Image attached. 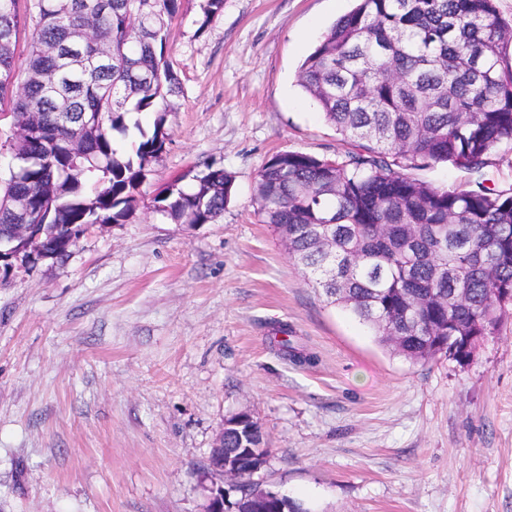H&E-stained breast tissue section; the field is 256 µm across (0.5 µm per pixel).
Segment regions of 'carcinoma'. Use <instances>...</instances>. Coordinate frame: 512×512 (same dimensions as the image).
Masks as SVG:
<instances>
[{
  "instance_id": "obj_1",
  "label": "carcinoma",
  "mask_w": 512,
  "mask_h": 512,
  "mask_svg": "<svg viewBox=\"0 0 512 512\" xmlns=\"http://www.w3.org/2000/svg\"><path fill=\"white\" fill-rule=\"evenodd\" d=\"M182 0H37L22 89L0 82L19 136L0 156V237L48 225L43 247L64 262L73 224H122L168 134L158 106L179 93L167 60ZM17 0H0V78L16 70ZM297 83L353 150L336 159L274 155L258 173L264 223L288 256L405 358L467 362L477 337L512 313V195L437 187L412 171L446 163L478 172L512 152V23L494 0H356L303 59ZM155 112L145 131L133 115ZM139 132L121 156L114 134ZM169 183L154 210L175 224H213L231 174L214 162L189 187ZM15 194L28 198L19 214ZM443 231L436 247L430 228ZM272 346L314 357L292 329ZM224 447L250 448L257 422L235 414ZM243 458L237 489L257 493Z\"/></svg>"
}]
</instances>
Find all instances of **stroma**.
I'll use <instances>...</instances> for the list:
<instances>
[{"label":"stroma","mask_w":512,"mask_h":512,"mask_svg":"<svg viewBox=\"0 0 512 512\" xmlns=\"http://www.w3.org/2000/svg\"><path fill=\"white\" fill-rule=\"evenodd\" d=\"M202 5L183 0L171 26L180 91L134 214L0 286V512H202L240 412L270 450L260 482L307 512H512V317L465 364L413 363L262 221L269 158L350 149L296 73L353 0H224L204 27ZM211 162L233 177L216 223L155 212ZM417 175L512 190V154ZM276 322L312 365L271 345Z\"/></svg>","instance_id":"35a3bbf8"}]
</instances>
